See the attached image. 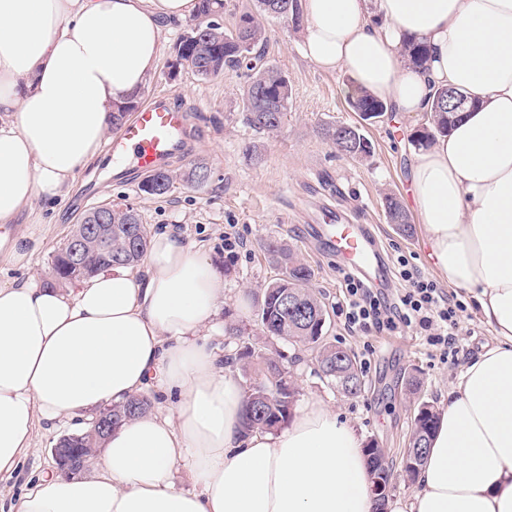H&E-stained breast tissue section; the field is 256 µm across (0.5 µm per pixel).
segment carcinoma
<instances>
[{
  "label": "carcinoma",
  "instance_id": "obj_1",
  "mask_svg": "<svg viewBox=\"0 0 512 512\" xmlns=\"http://www.w3.org/2000/svg\"><path fill=\"white\" fill-rule=\"evenodd\" d=\"M253 8L242 12L231 30L224 29L220 14L224 12V0H200L197 13L198 23L190 29L191 37H183L175 46L187 66L203 80L217 78L227 70H245L248 83L243 93L242 118L244 123L259 134H269L279 130L288 116L292 90L288 77L275 65L265 61L263 44L265 28L262 20L275 17V12L284 7L287 14L281 16L298 27L302 21L300 0H252ZM353 111L367 121L376 119L386 112L385 105L367 94L349 99ZM456 114L448 111V90L438 91L435 99L430 125L414 132L411 141L418 147H424L438 134H445L454 124ZM322 136L336 149V152L351 158H365L373 153L371 142L350 125H330L321 129ZM202 165L197 161L185 169L163 176L165 191H170L173 182L179 180L187 185H196L195 171ZM388 222L410 234L413 231L410 217L403 209L399 198L388 194L384 198ZM136 242L133 248L125 247L124 241L112 239V254L117 260L110 261L101 252L87 256L84 265L76 268L71 263L68 246L63 244L50 256L53 282L66 285L74 284L90 277L98 271L109 268L133 267L145 253L148 243L146 225L135 226ZM269 262L278 270L277 277L263 288L257 321L265 336L302 345L308 348L319 366L323 377L337 386L342 385V377L336 372L347 373L351 389L344 394L356 396L362 390V380L356 370L353 356L327 341L324 336L325 325L318 319L299 320L288 312L283 303L286 294L300 295L309 306H323L313 287L312 269L297 257L287 243L267 240L261 243ZM239 371L248 384L244 390V429L274 430L286 423L292 416L295 406L297 387L292 374L285 368L281 354L255 353L253 345L247 344L238 355ZM152 406L151 400L136 396L122 405L113 407V415H123V420H131ZM438 413L427 401L417 404L414 412L413 432L421 437V447L409 449V457L402 458L401 471L406 478L414 482L424 464L430 438L438 423ZM121 420V421H123ZM117 420L113 426L121 424ZM370 474L391 482L393 466L385 461L380 448L368 449Z\"/></svg>",
  "mask_w": 512,
  "mask_h": 512
}]
</instances>
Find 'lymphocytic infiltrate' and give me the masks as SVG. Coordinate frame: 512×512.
<instances>
[{
	"instance_id": "obj_1",
	"label": "lymphocytic infiltrate",
	"mask_w": 512,
	"mask_h": 512,
	"mask_svg": "<svg viewBox=\"0 0 512 512\" xmlns=\"http://www.w3.org/2000/svg\"><path fill=\"white\" fill-rule=\"evenodd\" d=\"M397 263L404 286L392 296L372 288L361 277L344 274L339 311L347 330L394 336L413 329L427 345L457 351L462 304L406 258H398Z\"/></svg>"
}]
</instances>
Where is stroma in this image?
I'll use <instances>...</instances> for the list:
<instances>
[{
	"instance_id": "35a3bbf8",
	"label": "stroma",
	"mask_w": 512,
	"mask_h": 512,
	"mask_svg": "<svg viewBox=\"0 0 512 512\" xmlns=\"http://www.w3.org/2000/svg\"><path fill=\"white\" fill-rule=\"evenodd\" d=\"M265 58L288 75L292 106L286 124L272 134H257L241 120L242 93L246 78L228 71L203 80L187 67L177 79H169L173 47L185 32L182 23L165 30V48L159 66L143 88L139 101L148 103L163 96L189 116V150L186 157L169 162L180 171L190 162L207 163L212 174L200 188L175 183L168 194L153 197L140 190L142 176L117 182L99 160L82 172L75 194L64 202L38 205L25 210L12 227L13 234L25 237L32 251L24 265L0 255V281L50 280L48 259L83 215L101 203L115 202L136 208L148 231H170L184 240L204 245L224 276L225 323L256 333V309L263 287L275 275V268L259 248L260 241L281 240L298 254L314 272L313 285L325 304L328 319L326 337L336 346L351 351L363 373L364 388L355 397L347 396L320 377L309 351L275 339H259L262 351L277 350L299 386L298 402L317 400L349 419L364 440L375 441L387 460L400 462L412 428L414 410L421 401L442 407L448 389L465 364L492 342V333L464 291L456 297L465 307L459 325L461 351L443 356L440 349L426 345L422 336L410 330L400 336H361L344 327L337 304L341 301L342 276L334 256L311 242L308 227L296 219L301 206L333 205L370 225L379 239L390 271H397L396 259L406 256L411 265L429 278H437L428 258L424 232L414 225L412 236H404L388 224L383 208L386 194L408 200L409 168L416 148L413 133L425 126L421 116L406 115L395 120L383 116L365 129L374 145L368 159L340 156L324 140L319 129L326 124H355L339 94L343 73L320 71L303 56L300 32L276 19L264 22ZM257 143L259 162L243 157L247 144ZM233 227L244 242L235 256L224 250V230ZM247 296V309L237 305ZM417 378L419 392H410L407 381ZM65 422L37 426L22 462L21 479L0 481V499L9 500L21 491L25 480L54 470L52 449L70 434Z\"/></svg>"
}]
</instances>
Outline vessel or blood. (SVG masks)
Instances as JSON below:
<instances>
[{
	"instance_id": "obj_1",
	"label": "vessel or blood",
	"mask_w": 512,
	"mask_h": 512,
	"mask_svg": "<svg viewBox=\"0 0 512 512\" xmlns=\"http://www.w3.org/2000/svg\"><path fill=\"white\" fill-rule=\"evenodd\" d=\"M187 114L167 100L155 99L134 112L113 133L109 149L113 160L140 174L155 171L186 150ZM314 235L342 264L380 280L386 274L372 234L360 225L329 214L315 225Z\"/></svg>"
}]
</instances>
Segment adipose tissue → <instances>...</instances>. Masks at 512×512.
Listing matches in <instances>:
<instances>
[{
    "mask_svg": "<svg viewBox=\"0 0 512 512\" xmlns=\"http://www.w3.org/2000/svg\"><path fill=\"white\" fill-rule=\"evenodd\" d=\"M199 0H0V251L24 210L66 198L100 159L116 104L141 92L164 28ZM303 55L394 116L437 89L480 105L417 155L412 207L429 259L494 336L448 391L410 502L387 512H512V0H301ZM425 45V69L407 40ZM224 277L203 247L152 234L140 268L70 288L0 282V479L39 423L156 390L113 431L92 476L52 471L7 512H375L364 441L306 402L270 432L243 428L244 393L201 336L220 331ZM187 466L195 490L174 474Z\"/></svg>",
    "mask_w": 512,
    "mask_h": 512,
    "instance_id": "1",
    "label": "adipose tissue"
}]
</instances>
